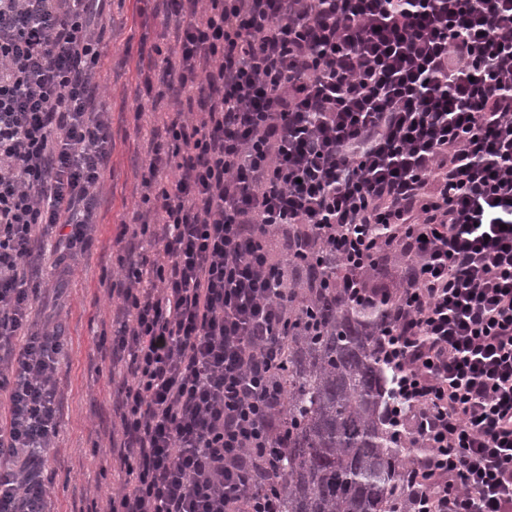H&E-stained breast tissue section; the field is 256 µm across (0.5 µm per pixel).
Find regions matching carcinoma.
Segmentation results:
<instances>
[{"instance_id": "obj_1", "label": "carcinoma", "mask_w": 512, "mask_h": 512, "mask_svg": "<svg viewBox=\"0 0 512 512\" xmlns=\"http://www.w3.org/2000/svg\"><path fill=\"white\" fill-rule=\"evenodd\" d=\"M299 297L288 324L279 512H397L415 449L390 432L393 373L379 352L385 305L355 304L339 288Z\"/></svg>"}]
</instances>
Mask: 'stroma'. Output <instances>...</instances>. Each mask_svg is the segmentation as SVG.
<instances>
[{
  "label": "stroma",
  "instance_id": "35a3bbf8",
  "mask_svg": "<svg viewBox=\"0 0 512 512\" xmlns=\"http://www.w3.org/2000/svg\"><path fill=\"white\" fill-rule=\"evenodd\" d=\"M162 0H112L104 35V60L95 76L97 103L112 118V156L95 211L90 248L75 261L61 298L46 296L30 319L58 318L65 344L58 375V434L42 473L48 486L46 512H93L107 491L119 488L123 474L110 436L119 425L112 393L124 374L104 359L97 342L112 329V302L101 284L113 269L122 223L131 221L140 200V173L134 158L144 157L147 129L172 111L169 100L152 105L139 87L135 48L140 41L172 42L162 24Z\"/></svg>",
  "mask_w": 512,
  "mask_h": 512
}]
</instances>
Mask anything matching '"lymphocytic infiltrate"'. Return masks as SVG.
Listing matches in <instances>:
<instances>
[{
	"label": "lymphocytic infiltrate",
	"instance_id": "obj_1",
	"mask_svg": "<svg viewBox=\"0 0 512 512\" xmlns=\"http://www.w3.org/2000/svg\"><path fill=\"white\" fill-rule=\"evenodd\" d=\"M108 2L0 0V512H45L63 344L29 322L27 271L44 237L94 232ZM163 2L175 41L139 48V78L188 109L121 227L154 256L107 287L99 348L127 374L105 512H277L288 255L310 247L388 303L405 512H512V0Z\"/></svg>",
	"mask_w": 512,
	"mask_h": 512
}]
</instances>
